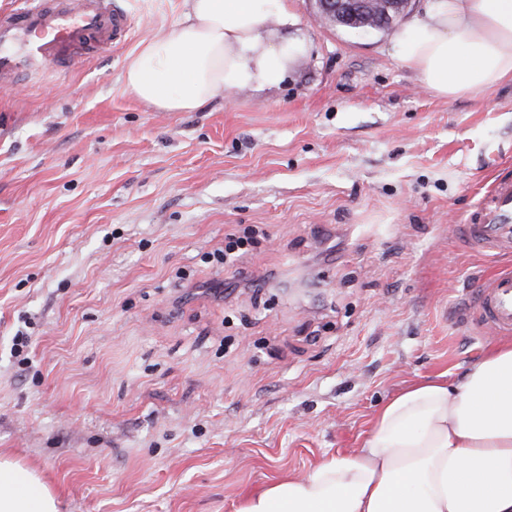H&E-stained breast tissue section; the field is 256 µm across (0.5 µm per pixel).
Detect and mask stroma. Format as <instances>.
I'll use <instances>...</instances> for the list:
<instances>
[{
    "label": "stroma",
    "instance_id": "stroma-1",
    "mask_svg": "<svg viewBox=\"0 0 512 512\" xmlns=\"http://www.w3.org/2000/svg\"><path fill=\"white\" fill-rule=\"evenodd\" d=\"M116 3L112 52L0 89V453L59 512H234L499 342L467 301L512 254L457 227L512 179V80L438 96L397 30L288 0L286 85L158 112L122 71L183 0ZM230 233L251 246L212 261Z\"/></svg>",
    "mask_w": 512,
    "mask_h": 512
}]
</instances>
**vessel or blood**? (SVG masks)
Returning <instances> with one entry per match:
<instances>
[{"label":"vessel or blood","instance_id":"vessel-or-blood-1","mask_svg":"<svg viewBox=\"0 0 512 512\" xmlns=\"http://www.w3.org/2000/svg\"><path fill=\"white\" fill-rule=\"evenodd\" d=\"M128 32L114 0H20L0 14V81L25 79L48 60L66 65L109 52ZM458 231L482 252L512 253V180L494 182ZM469 308L483 328L511 334L512 273L486 277Z\"/></svg>","mask_w":512,"mask_h":512}]
</instances>
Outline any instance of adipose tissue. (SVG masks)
<instances>
[{
  "label": "adipose tissue",
  "mask_w": 512,
  "mask_h": 512,
  "mask_svg": "<svg viewBox=\"0 0 512 512\" xmlns=\"http://www.w3.org/2000/svg\"><path fill=\"white\" fill-rule=\"evenodd\" d=\"M286 0H184L166 35L127 61L123 81L146 107L194 112L219 94L280 85L309 49L278 43ZM396 45L435 94L458 98L512 78V0H426ZM0 512H59L31 468L0 454ZM236 512H512V343L464 377L411 384L374 415L360 448L248 493Z\"/></svg>",
  "instance_id": "ef3b65f1"
}]
</instances>
